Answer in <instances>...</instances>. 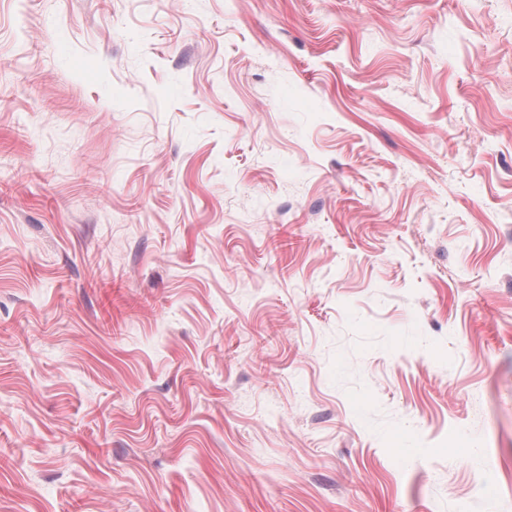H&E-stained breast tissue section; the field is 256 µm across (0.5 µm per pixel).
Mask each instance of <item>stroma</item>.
Listing matches in <instances>:
<instances>
[{"instance_id": "stroma-1", "label": "stroma", "mask_w": 512, "mask_h": 512, "mask_svg": "<svg viewBox=\"0 0 512 512\" xmlns=\"http://www.w3.org/2000/svg\"><path fill=\"white\" fill-rule=\"evenodd\" d=\"M0 512H512V0H0Z\"/></svg>"}]
</instances>
